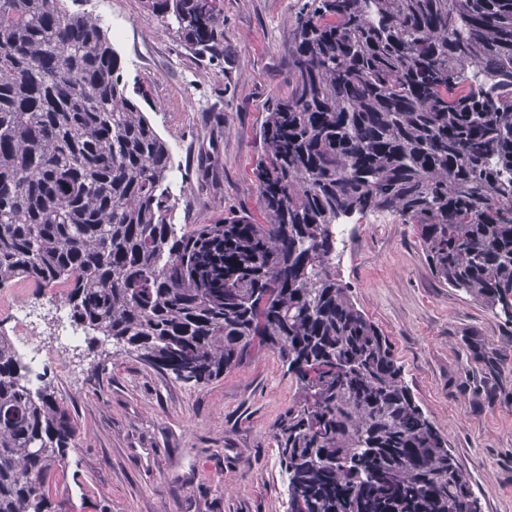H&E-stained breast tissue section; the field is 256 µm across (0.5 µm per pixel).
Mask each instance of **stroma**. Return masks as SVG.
<instances>
[{
    "label": "stroma",
    "mask_w": 512,
    "mask_h": 512,
    "mask_svg": "<svg viewBox=\"0 0 512 512\" xmlns=\"http://www.w3.org/2000/svg\"><path fill=\"white\" fill-rule=\"evenodd\" d=\"M303 0H224V54L195 56L142 0H64L99 17L127 83L167 142L179 225L259 214L260 130L284 93L283 53ZM336 279L388 338L417 403L448 439L481 512H512V323L431 273L414 225L368 212L348 220ZM46 288L35 336L58 354L42 382L80 428L54 492L66 512H286L273 440L300 402L294 376L263 349L208 383H185L86 340L57 347Z\"/></svg>",
    "instance_id": "1"
}]
</instances>
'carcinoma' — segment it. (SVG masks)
Here are the masks:
<instances>
[{
    "label": "carcinoma",
    "mask_w": 512,
    "mask_h": 512,
    "mask_svg": "<svg viewBox=\"0 0 512 512\" xmlns=\"http://www.w3.org/2000/svg\"><path fill=\"white\" fill-rule=\"evenodd\" d=\"M196 54L224 0H143ZM247 213L179 230L167 142L99 20L0 0V288L63 289L74 323L184 382L255 350L303 392L273 439L287 512H479L379 328L336 280L332 227L416 225L433 275L512 321V0H305ZM78 424L0 333V512H65Z\"/></svg>",
    "instance_id": "1"
}]
</instances>
